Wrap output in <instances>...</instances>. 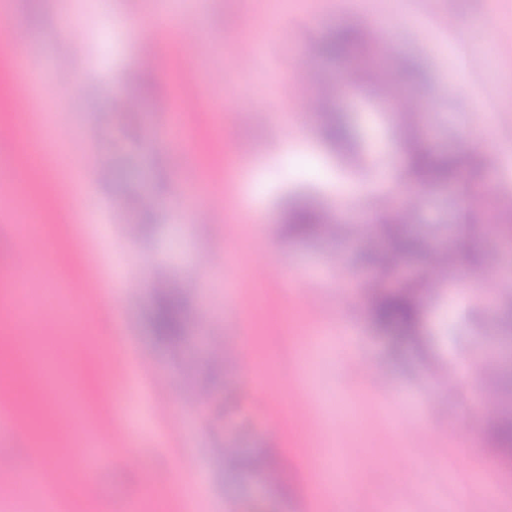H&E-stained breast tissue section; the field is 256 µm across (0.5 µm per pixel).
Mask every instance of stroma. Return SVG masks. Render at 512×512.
<instances>
[{
  "label": "stroma",
  "mask_w": 512,
  "mask_h": 512,
  "mask_svg": "<svg viewBox=\"0 0 512 512\" xmlns=\"http://www.w3.org/2000/svg\"><path fill=\"white\" fill-rule=\"evenodd\" d=\"M12 30L32 32L24 52L35 77V138L68 178L71 207L49 203L32 231L56 251L53 275L35 267L29 301L65 321L35 345L67 361L51 390L65 413L99 418L101 431L73 427L69 444L99 448L91 502L49 500L5 483L0 512H380L375 485L406 492L404 512H512V465L499 461L491 437L498 414L512 411V391L487 395L483 375L512 373V325L503 304L482 293L462 295L457 280L425 301L420 334L400 339L379 329L363 285L376 273L356 227L374 223L376 198L403 183L409 138L373 90L352 83L345 67L318 52L339 28L382 30L389 58L415 63L420 83L406 97L430 114L424 136L432 149L458 150L461 131L479 137L491 164L488 188L512 196V0H0ZM471 31L461 45L443 23L447 13ZM195 32L191 70L158 64L146 85L128 81L140 56L164 55L178 28ZM482 60L468 70V54ZM316 77L309 92L328 99L354 127L352 146L330 147L322 120L290 100L287 88L301 63ZM75 93H67L71 82ZM193 98L194 111L172 121L167 101ZM238 109L232 140L224 115ZM313 151L303 163L295 150ZM245 153L249 170L227 167L225 155ZM359 186L337 209L335 187ZM191 185L202 189L207 222L180 210ZM391 197L408 206L414 234H448L459 222L462 191L416 187ZM311 197L333 233L311 239L280 229L293 199ZM25 196L0 177V274L15 271L21 241L16 226ZM79 239L99 288L86 285L65 250ZM473 283H505L512 247L481 235ZM122 269L127 285L112 290ZM177 287L184 305L179 335L152 328L163 291ZM222 323L223 360L210 355L201 315ZM251 349L263 388L242 376L240 348ZM146 370L129 377L128 360ZM476 381L449 385L461 361ZM386 379L374 389L372 375ZM206 397L194 408L185 399ZM443 419L423 425L428 405ZM131 433L125 460L112 450ZM235 448L225 462L223 446ZM343 468L344 492L319 486L325 470ZM204 474L203 494H190Z\"/></svg>",
  "instance_id": "1"
}]
</instances>
